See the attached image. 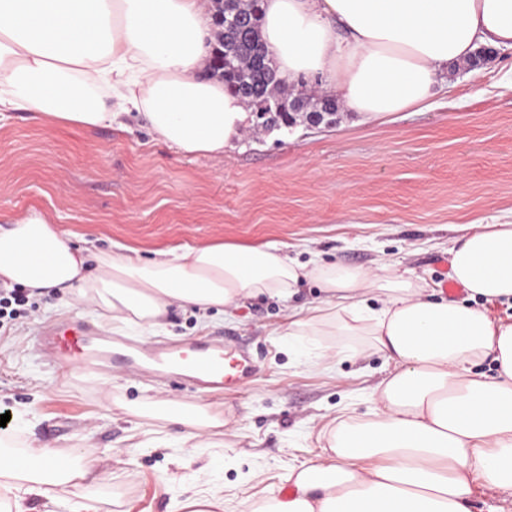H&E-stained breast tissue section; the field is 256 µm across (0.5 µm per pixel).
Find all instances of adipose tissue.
<instances>
[{
    "instance_id": "1",
    "label": "adipose tissue",
    "mask_w": 512,
    "mask_h": 512,
    "mask_svg": "<svg viewBox=\"0 0 512 512\" xmlns=\"http://www.w3.org/2000/svg\"><path fill=\"white\" fill-rule=\"evenodd\" d=\"M212 0H0V112L48 124H111L137 113L154 139L217 156L240 140L249 111L208 76ZM261 40L284 75L320 76L322 93L370 119L419 107L449 66L512 50V0H263ZM451 302L382 259L374 272L302 264L278 244L213 242L90 252L40 214L0 229V285L57 289L113 328H162L171 305L199 314L243 296L287 299L302 281L324 293L309 316L289 314V345L332 328L364 336L393 371L374 388L368 419L340 418L319 461L291 467V496L246 512H471L472 486L512 492V322L474 299L512 306V224H462ZM377 295L379 307L368 304ZM491 359L493 374L475 372ZM0 435V512L27 496L90 479L89 466L28 448L7 464Z\"/></svg>"
}]
</instances>
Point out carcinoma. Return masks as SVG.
<instances>
[{
  "label": "carcinoma",
  "instance_id": "cac0c4a2",
  "mask_svg": "<svg viewBox=\"0 0 512 512\" xmlns=\"http://www.w3.org/2000/svg\"><path fill=\"white\" fill-rule=\"evenodd\" d=\"M218 2L210 72L253 108L258 124L288 127L296 123L298 112L336 111L333 97L284 94L288 79L272 65L260 39L262 0Z\"/></svg>",
  "mask_w": 512,
  "mask_h": 512
}]
</instances>
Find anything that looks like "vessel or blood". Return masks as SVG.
<instances>
[{"instance_id": "obj_1", "label": "vessel or blood", "mask_w": 512, "mask_h": 512, "mask_svg": "<svg viewBox=\"0 0 512 512\" xmlns=\"http://www.w3.org/2000/svg\"><path fill=\"white\" fill-rule=\"evenodd\" d=\"M39 347L50 359L85 371L98 370L103 361L118 365L143 362L158 377L177 376L210 393L238 383L247 372L243 359L225 353L220 345L193 342L147 347L111 338L80 323L64 331L42 329Z\"/></svg>"}]
</instances>
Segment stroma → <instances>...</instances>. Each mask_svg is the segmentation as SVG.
<instances>
[{
  "instance_id": "stroma-1",
  "label": "stroma",
  "mask_w": 512,
  "mask_h": 512,
  "mask_svg": "<svg viewBox=\"0 0 512 512\" xmlns=\"http://www.w3.org/2000/svg\"><path fill=\"white\" fill-rule=\"evenodd\" d=\"M512 53L485 69L453 70L421 110L373 120L340 110L334 125L251 127L232 150L187 155L154 141L137 114L122 127L46 124L0 114V217L39 213L91 250L225 241L274 242L300 262L374 269L383 257L442 289L456 225L512 223ZM321 292L303 282L290 303L245 298L207 317L172 307L166 328L143 341L220 340L251 373L201 395L175 378L62 368L37 350L43 327L97 321L61 293L30 298L0 334V415L12 450L38 445L88 462L97 480L66 485L29 512H69L89 498L98 512H169L173 501L218 487L231 507L263 502L291 466L316 459L341 409L370 411L372 386L392 364L352 336H310L288 355L286 308ZM356 348L335 360L331 345ZM208 404L227 424L185 439L168 401Z\"/></svg>"
}]
</instances>
